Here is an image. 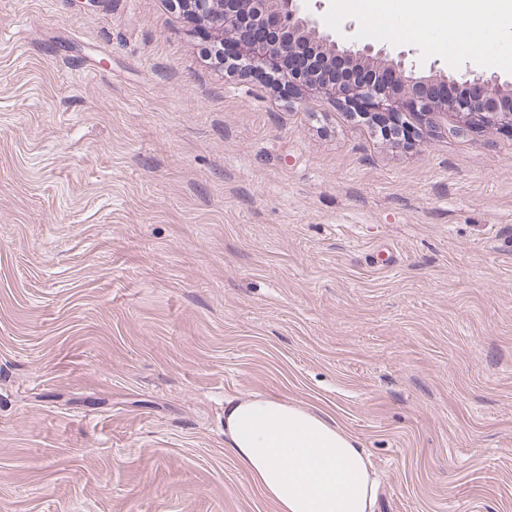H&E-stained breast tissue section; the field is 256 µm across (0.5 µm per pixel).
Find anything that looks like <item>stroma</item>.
I'll list each match as a JSON object with an SVG mask.
<instances>
[{
    "instance_id": "35a3bbf8",
    "label": "stroma",
    "mask_w": 512,
    "mask_h": 512,
    "mask_svg": "<svg viewBox=\"0 0 512 512\" xmlns=\"http://www.w3.org/2000/svg\"><path fill=\"white\" fill-rule=\"evenodd\" d=\"M254 395L334 417L376 512H512V136L395 147L170 0H0V512H275L224 449Z\"/></svg>"
}]
</instances>
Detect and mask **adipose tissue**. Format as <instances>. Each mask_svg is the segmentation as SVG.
<instances>
[{
	"label": "adipose tissue",
	"mask_w": 512,
	"mask_h": 512,
	"mask_svg": "<svg viewBox=\"0 0 512 512\" xmlns=\"http://www.w3.org/2000/svg\"><path fill=\"white\" fill-rule=\"evenodd\" d=\"M351 13L385 26L403 11L402 35L429 40L434 29L477 48L478 21L494 18L498 38H512V0H467V24H459L454 0H348ZM224 444L274 503L276 512H374L379 479L356 441L335 419L265 396L227 400Z\"/></svg>",
	"instance_id": "1"
}]
</instances>
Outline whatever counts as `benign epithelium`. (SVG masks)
I'll list each match as a JSON object with an SVG mask.
<instances>
[{"label":"benign epithelium","instance_id":"1","mask_svg":"<svg viewBox=\"0 0 512 512\" xmlns=\"http://www.w3.org/2000/svg\"><path fill=\"white\" fill-rule=\"evenodd\" d=\"M205 25L215 57L234 68L276 75L288 97L311 91L341 103L402 148L410 147L430 116L455 121V131L485 128L512 134V82L467 69L429 75L350 35L319 30L305 0H172Z\"/></svg>","mask_w":512,"mask_h":512}]
</instances>
